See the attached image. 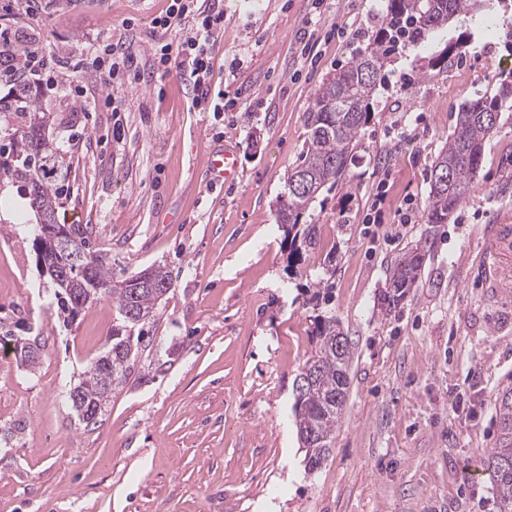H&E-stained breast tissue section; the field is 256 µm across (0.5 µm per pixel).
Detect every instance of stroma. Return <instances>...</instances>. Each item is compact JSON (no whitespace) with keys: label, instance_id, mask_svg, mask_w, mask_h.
Wrapping results in <instances>:
<instances>
[{"label":"stroma","instance_id":"obj_1","mask_svg":"<svg viewBox=\"0 0 512 512\" xmlns=\"http://www.w3.org/2000/svg\"><path fill=\"white\" fill-rule=\"evenodd\" d=\"M166 0H34L59 62L86 43L123 41L146 79L127 75L114 122L63 92L45 95L48 134L66 152L63 224L86 230L114 278L166 266L173 287L136 331L144 345L96 425L65 401L119 325L104 298L65 319L37 262L35 219L0 185V512H498L482 470L495 397L512 387V255L486 247L512 218V108L484 146L470 195L427 221L431 167L460 105L512 74V0H491L492 36L454 24L386 59L343 175L306 223L318 244L288 265L276 201L306 149L316 90L370 47L387 0H224L215 80L231 112H198L175 75L150 76ZM312 33L317 56L302 58ZM237 153L234 186L202 166ZM387 183L380 223L364 218ZM412 224L402 225L405 214ZM427 250L414 286L382 301L394 259ZM352 340L336 442L311 471L299 447L293 382L315 315ZM37 339L35 368L17 339Z\"/></svg>","mask_w":512,"mask_h":512}]
</instances>
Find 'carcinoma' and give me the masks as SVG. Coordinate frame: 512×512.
Segmentation results:
<instances>
[{
	"mask_svg": "<svg viewBox=\"0 0 512 512\" xmlns=\"http://www.w3.org/2000/svg\"><path fill=\"white\" fill-rule=\"evenodd\" d=\"M474 7L475 0H388L389 22L383 34L319 87L305 116L306 151L301 163L288 175L286 191L276 209L277 223L291 247L288 261H300L302 250L316 245V225L305 224L303 219L318 196L336 185L356 137L369 119V100L384 79V43L398 36L415 40L433 35L453 19L469 25L476 21ZM509 88L512 89V82L504 79L495 95L461 104L447 148L432 166L427 223H448L453 210L470 194L481 169L485 142L497 129ZM0 112H11L20 119L9 148L0 149V178L19 183L20 189L26 191L36 224L57 223L59 200L67 189L57 178L65 164L63 152L48 134L40 133L48 125L50 114L41 106L37 92L21 79L0 97ZM62 230L79 241L83 259L67 286L55 284L59 309L74 317L88 304L110 297L122 320L120 326L112 328L102 354L87 365L82 379L72 388L73 394L67 395L75 413L85 409L100 417L112 391L126 380L129 362L138 351L133 329L154 319L172 288V279L166 268L154 266L116 280L111 268L89 250L86 231L81 226L72 224ZM425 259L424 247L417 245L393 263L384 293L387 305L399 303L412 288ZM86 289L92 290L94 296L88 302H78L77 292ZM312 336L315 345L293 385V415L310 471L320 468L334 447L347 403L352 358L350 340L336 324V318L314 316ZM495 411L498 434L484 466L490 472L499 512H512L511 387L498 394Z\"/></svg>",
	"mask_w": 512,
	"mask_h": 512,
	"instance_id": "obj_1",
	"label": "carcinoma"
}]
</instances>
